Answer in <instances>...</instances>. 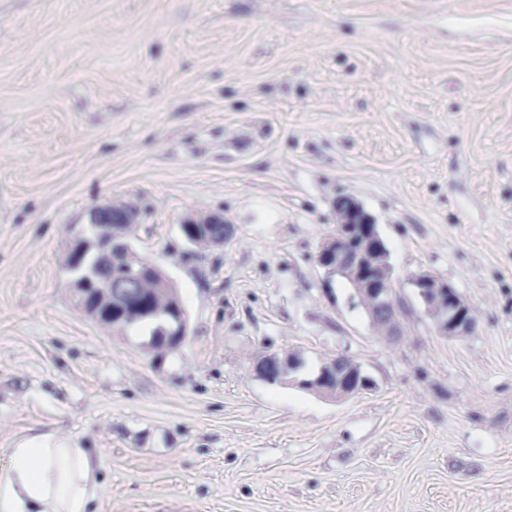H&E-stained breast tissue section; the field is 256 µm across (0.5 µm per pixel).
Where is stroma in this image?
I'll return each instance as SVG.
<instances>
[{
    "instance_id": "35a3bbf8",
    "label": "stroma",
    "mask_w": 512,
    "mask_h": 512,
    "mask_svg": "<svg viewBox=\"0 0 512 512\" xmlns=\"http://www.w3.org/2000/svg\"><path fill=\"white\" fill-rule=\"evenodd\" d=\"M342 197L398 335L315 261ZM116 200L184 302L174 350L75 307L69 228ZM200 214L224 245L186 242ZM261 353L372 384L273 386ZM43 438L98 449L99 512H512V0H0V474ZM410 284L439 333L461 336L470 331L473 317L446 280L431 272H419L411 278ZM316 392L330 399H345L370 386L359 366L347 357H338L331 369L323 368L315 379Z\"/></svg>"
}]
</instances>
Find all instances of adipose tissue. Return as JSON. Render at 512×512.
I'll return each instance as SVG.
<instances>
[{"label":"adipose tissue","mask_w":512,"mask_h":512,"mask_svg":"<svg viewBox=\"0 0 512 512\" xmlns=\"http://www.w3.org/2000/svg\"><path fill=\"white\" fill-rule=\"evenodd\" d=\"M0 475V512H92L103 493L100 458L92 448L44 441L8 449Z\"/></svg>","instance_id":"ef3b65f1"}]
</instances>
